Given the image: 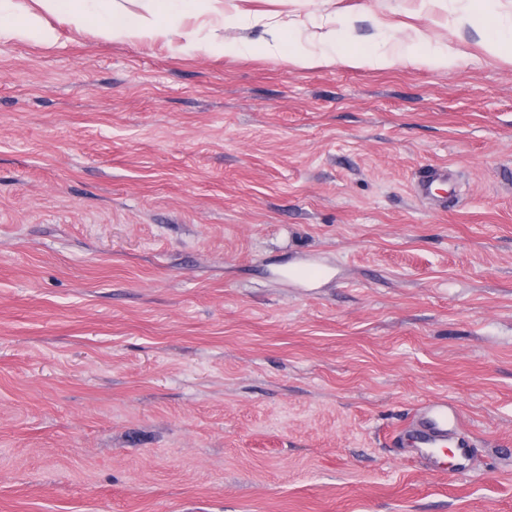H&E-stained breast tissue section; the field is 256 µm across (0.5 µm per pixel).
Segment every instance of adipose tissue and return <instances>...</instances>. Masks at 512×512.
Returning a JSON list of instances; mask_svg holds the SVG:
<instances>
[{
  "mask_svg": "<svg viewBox=\"0 0 512 512\" xmlns=\"http://www.w3.org/2000/svg\"><path fill=\"white\" fill-rule=\"evenodd\" d=\"M33 10H19L15 0H0V39L25 37L43 43L52 42L54 32L42 19L49 12L63 16L75 31L94 27L100 37L107 40L129 41L168 37L173 31V20L188 14L204 15L215 12L216 0H154L147 13L126 12L120 0H36ZM345 33L330 30L317 33L318 51L297 47L290 54V62L304 68L334 63L344 56ZM356 66L369 65L388 68L400 62L424 61L437 69L452 65L454 55L447 46L432 45L422 34L406 39L385 40L380 50L348 56Z\"/></svg>",
  "mask_w": 512,
  "mask_h": 512,
  "instance_id": "ef3b65f1",
  "label": "adipose tissue"
}]
</instances>
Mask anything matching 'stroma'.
Returning <instances> with one entry per match:
<instances>
[{"mask_svg":"<svg viewBox=\"0 0 512 512\" xmlns=\"http://www.w3.org/2000/svg\"><path fill=\"white\" fill-rule=\"evenodd\" d=\"M469 4L222 0L275 56L0 40V512H512V55ZM346 23L455 63L289 64ZM431 399L465 471L395 440Z\"/></svg>","mask_w":512,"mask_h":512,"instance_id":"stroma-1","label":"stroma"}]
</instances>
